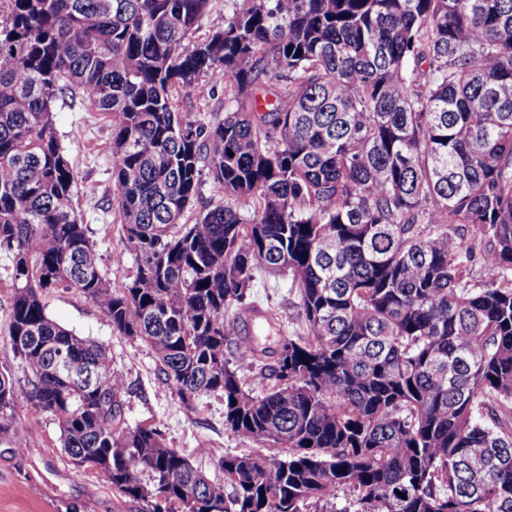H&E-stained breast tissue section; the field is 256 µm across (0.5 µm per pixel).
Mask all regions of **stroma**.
<instances>
[{
    "instance_id": "1",
    "label": "stroma",
    "mask_w": 512,
    "mask_h": 512,
    "mask_svg": "<svg viewBox=\"0 0 512 512\" xmlns=\"http://www.w3.org/2000/svg\"><path fill=\"white\" fill-rule=\"evenodd\" d=\"M53 119L74 169L73 207L96 244L102 273L113 288H121L135 275L136 262L126 253L121 223L108 207L113 191L106 150L111 123L77 98L57 102ZM253 296L278 303L284 331L296 327V297L289 292L287 278L257 273ZM46 303L48 314L60 325L106 347L113 369L129 385L128 426L156 425L170 447L212 478L220 475L218 456L252 450V442L225 429L220 399L204 397L195 408L185 407L164 384L150 347L113 333L108 318L91 300L58 288L48 293ZM15 428L28 434L31 448L22 451L14 448L11 438L0 439V512H144L142 502L120 496L104 473L74 468L60 447L53 417L34 414L21 399Z\"/></svg>"
}]
</instances>
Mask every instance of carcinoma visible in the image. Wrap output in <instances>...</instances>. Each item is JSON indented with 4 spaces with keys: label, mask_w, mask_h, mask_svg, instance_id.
I'll return each mask as SVG.
<instances>
[{
    "label": "carcinoma",
    "mask_w": 512,
    "mask_h": 512,
    "mask_svg": "<svg viewBox=\"0 0 512 512\" xmlns=\"http://www.w3.org/2000/svg\"><path fill=\"white\" fill-rule=\"evenodd\" d=\"M0 251L12 257L0 435L24 395L77 469L146 512H512V0H0ZM224 77V117L175 96ZM108 115L136 274L116 290L73 205L59 99ZM207 173L222 201L187 214ZM250 207L249 216L240 204ZM286 276L299 328L252 300ZM72 290L154 350L192 409L258 444L209 479L125 428L106 348L48 314ZM249 362L242 378L231 359ZM269 448L276 453L268 454ZM234 9L233 0H214L213 10L201 27L193 35V40L204 37L212 27L224 25V17L229 18Z\"/></svg>",
    "instance_id": "obj_1"
}]
</instances>
